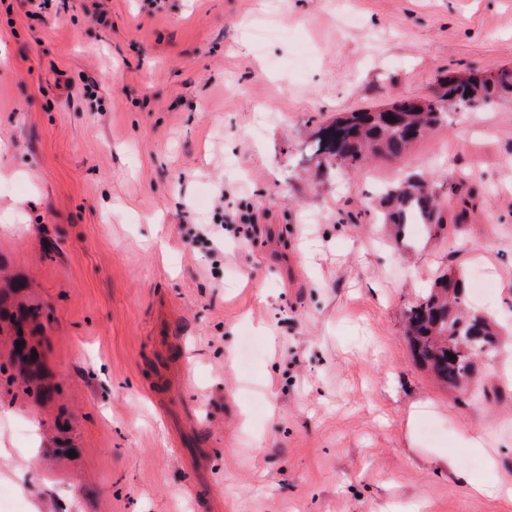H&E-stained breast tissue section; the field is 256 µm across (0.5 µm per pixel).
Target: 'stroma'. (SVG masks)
Instances as JSON below:
<instances>
[{"instance_id":"obj_1","label":"stroma","mask_w":512,"mask_h":512,"mask_svg":"<svg viewBox=\"0 0 512 512\" xmlns=\"http://www.w3.org/2000/svg\"><path fill=\"white\" fill-rule=\"evenodd\" d=\"M510 69L512 0H0V264L53 390L0 384V512H512V95L346 176L317 150ZM409 177L464 180L471 223L390 236ZM449 269L502 332L467 391L406 336Z\"/></svg>"}]
</instances>
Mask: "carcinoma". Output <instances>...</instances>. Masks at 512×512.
Returning a JSON list of instances; mask_svg holds the SVG:
<instances>
[{"instance_id":"obj_1","label":"carcinoma","mask_w":512,"mask_h":512,"mask_svg":"<svg viewBox=\"0 0 512 512\" xmlns=\"http://www.w3.org/2000/svg\"><path fill=\"white\" fill-rule=\"evenodd\" d=\"M503 94H512V70H503L486 78L448 75L439 80L438 91L426 100V107H419L412 98H403L391 105L397 112L392 121L378 109L338 117L346 124L344 134L338 138L331 127L323 128L318 151L340 155L338 169L355 172L371 154L402 155L414 140L442 124L448 111L484 104ZM461 184L460 180L451 182L448 189L438 192L427 181L409 179L387 187L377 206L383 222L395 228L398 234L409 224L440 226L444 224L440 198L448 200V208H453ZM18 288L20 284L3 280L0 321L8 319L16 341L21 342L25 340L23 330L40 318L41 309L36 306L6 314L9 295ZM467 293L463 279L450 273L442 274L406 309L408 340L414 356L434 372L441 384L453 389L464 378L479 371L480 354L488 356L498 345V333L492 322L483 315L464 310ZM449 353L455 355V359H448Z\"/></svg>"}]
</instances>
